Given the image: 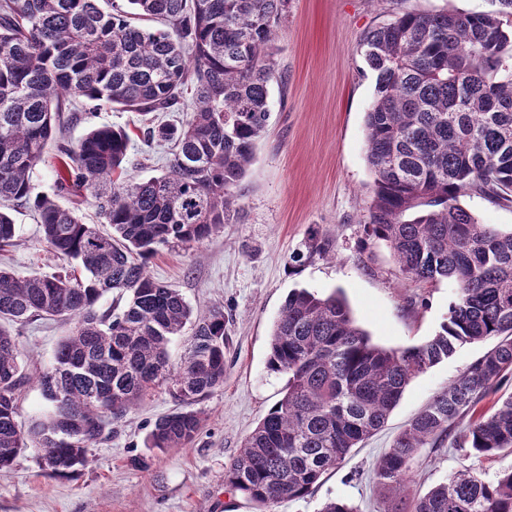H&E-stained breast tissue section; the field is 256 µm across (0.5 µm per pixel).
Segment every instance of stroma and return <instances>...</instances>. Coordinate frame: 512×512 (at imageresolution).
I'll return each mask as SVG.
<instances>
[{
	"label": "stroma",
	"instance_id": "stroma-1",
	"mask_svg": "<svg viewBox=\"0 0 512 512\" xmlns=\"http://www.w3.org/2000/svg\"><path fill=\"white\" fill-rule=\"evenodd\" d=\"M492 8L491 0H290L276 41L287 84L270 86V124L241 187L240 218L203 243L160 248L148 263L149 275L177 288L195 312L220 307L228 321L224 385L198 402L201 431L185 448L146 447L156 419L177 407L168 390L155 389L105 432L75 476L48 477L34 450L21 453L0 471V512H255L254 504L225 490L224 470L287 383L267 361L272 324L291 289L342 290L357 325L386 348L417 346L439 331L457 298L455 285L405 279L387 244L365 237L373 196L365 114L375 75L357 46L365 31L399 13ZM100 125L127 129L128 175L147 179L166 170L168 146L144 142L131 112L84 106L66 138L78 141ZM15 222L17 244L0 252V265L22 276L60 271L65 262L32 214L17 213ZM313 236L329 243V254L310 252ZM7 328L28 376L17 393V421L26 429L47 407L35 376L50 367L74 322L38 318ZM488 348L485 342L460 347L415 376L379 431L352 449L312 496L282 503L276 512H319L330 497L347 499L357 512H409L413 499L453 472L470 468L492 480L512 470L510 452L479 457L448 442L419 449L401 496L375 474L398 434ZM136 457L145 467L133 465Z\"/></svg>",
	"mask_w": 512,
	"mask_h": 512
}]
</instances>
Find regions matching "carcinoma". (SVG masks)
I'll use <instances>...</instances> for the list:
<instances>
[{
  "mask_svg": "<svg viewBox=\"0 0 512 512\" xmlns=\"http://www.w3.org/2000/svg\"><path fill=\"white\" fill-rule=\"evenodd\" d=\"M0 0V250L31 210L45 241L82 276H20L0 267V322L75 319L39 374L49 402L24 431L17 342L0 328V470L26 448L50 477L88 462L107 426L164 386L181 408L156 420L146 447L185 448L201 428L192 405L224 386V310L205 316L147 272L161 247L191 246L238 217V189L270 119L274 43L288 0ZM482 13H401L362 35L376 74L365 115L373 174L368 236L390 247L401 274L458 288L441 330L403 350L371 341L339 293L291 290L270 335L268 368L288 375L283 396L245 438L224 485L275 512L303 499L381 429L410 381L467 344L495 338L436 395L379 458L391 492L406 486L418 450L440 448L470 416L460 445L481 456L512 449V396L475 414L512 371V229L481 224L459 202L475 193L512 205V0ZM159 21L150 30L137 21ZM193 99L181 125L156 122ZM142 117L146 141L170 146L168 171L126 176L130 137L99 126L57 146V192L83 190L112 228L85 224L33 174L76 100ZM127 296L98 313L107 293ZM192 327L176 364L170 344ZM61 392L54 399L53 390ZM411 512H512V470L493 481L458 471Z\"/></svg>",
  "mask_w": 512,
  "mask_h": 512,
  "instance_id": "obj_1",
  "label": "carcinoma"
}]
</instances>
